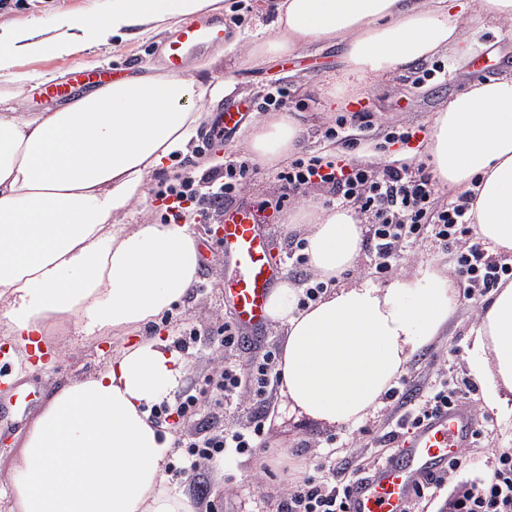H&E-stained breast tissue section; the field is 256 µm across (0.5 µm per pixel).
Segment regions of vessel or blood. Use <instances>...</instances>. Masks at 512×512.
<instances>
[{"label": "vessel or blood", "instance_id": "obj_1", "mask_svg": "<svg viewBox=\"0 0 512 512\" xmlns=\"http://www.w3.org/2000/svg\"><path fill=\"white\" fill-rule=\"evenodd\" d=\"M227 32L220 22H186L162 39L157 55L170 72H182L189 60L224 43ZM105 72L77 70L71 82L48 84L54 97L65 99L76 84L106 83ZM245 118L242 103L213 110L204 138L221 142L236 133ZM220 246L230 272L224 279V304L239 326L261 331L266 323V303L283 270L270 260L271 240L261 230L259 213L246 204L224 210ZM476 430L466 401H458L422 422L401 441V450L388 463L376 466L369 477L355 484L345 501L346 512H405L427 479L445 475L450 460L469 447Z\"/></svg>", "mask_w": 512, "mask_h": 512}]
</instances>
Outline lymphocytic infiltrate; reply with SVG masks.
<instances>
[{
    "mask_svg": "<svg viewBox=\"0 0 512 512\" xmlns=\"http://www.w3.org/2000/svg\"><path fill=\"white\" fill-rule=\"evenodd\" d=\"M257 166L246 154L226 157L223 164L199 171L189 167L175 182L157 185L154 196L163 210L164 223H179L198 214L203 220H220L224 203L241 193ZM279 195L258 205V212L279 211L300 190L316 186L326 190L331 201L351 207L360 223L368 227L364 245L379 259L377 271L393 273L403 248L436 239L442 250L453 255L467 283L465 296L472 304L498 288L503 277H512V265L487 256L480 242L464 246L459 242L473 222L470 204L473 194L438 206L439 183L425 164L400 169L376 164L325 161L314 156L298 158L274 173ZM280 353L267 348L247 369L228 364L206 381L219 394L216 407L250 397L259 411L241 428L219 433L198 429L187 442L190 469L200 465H220L235 456H251L266 448L265 423L271 394L277 385ZM473 381L459 385L440 380L437 386L423 388L401 378L389 389L386 400L393 414L383 439L394 442L404 430L418 426L440 409L476 391ZM362 474L349 471L346 462L319 458L311 472L292 479L281 504V512H344V499L350 486ZM448 512H512V448L499 449L488 476L481 483L457 493L448 501Z\"/></svg>",
    "mask_w": 512,
    "mask_h": 512,
    "instance_id": "lymphocytic-infiltrate-1",
    "label": "lymphocytic infiltrate"
}]
</instances>
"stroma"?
Masks as SVG:
<instances>
[{
    "label": "stroma",
    "instance_id": "obj_1",
    "mask_svg": "<svg viewBox=\"0 0 512 512\" xmlns=\"http://www.w3.org/2000/svg\"><path fill=\"white\" fill-rule=\"evenodd\" d=\"M103 0H23L20 6L0 10V27H15L36 19L54 16L76 17L102 5ZM471 29L476 34L477 45L467 66L455 69L450 66L447 53L420 60L407 69L372 81L360 89H346L341 98L340 109L328 112L324 109L321 89L330 75L342 68V49L338 46L310 47L297 53L299 66L282 68L280 59L263 62L250 61L247 55L231 57L222 47H214L204 54L209 62V76L223 77L232 72L235 88L232 98H251L260 93L269 80H280L288 88L286 105L289 116L299 128V138L290 158L328 156L337 154L349 162L415 165L429 162L427 144L432 122L438 111L445 109L448 101L458 92L476 81L512 75V34L495 33L485 28L481 19H474ZM158 37H133L117 46H101L80 51L68 56L54 58H25L20 62V72L43 74L56 79L65 78L77 68L125 69L155 66V49ZM365 107L366 118L355 120L357 107ZM262 115L250 113L233 137L225 140L222 149L206 154H196L201 138H194V147L165 167L154 173V180L173 177L183 164L196 166L198 170L223 163L226 156L247 149L246 137L252 126ZM344 126L346 133L360 136L357 149H347L340 141L323 136L326 128ZM410 132L409 143H387V133ZM328 198L325 190L307 189L299 199L286 204L280 217L266 224L271 244V257L285 267L289 280L301 278L300 269L291 267L288 252L304 233L292 224L291 216L305 213L308 207H324ZM192 229L203 245L202 261L196 282L182 304L165 312L156 324L157 330L181 338L191 329H198L200 340L183 346L188 360L187 374L182 379L173 397L182 402L189 389H196L199 398V415L208 417L213 410L212 397L202 390L205 378L224 363L247 364L267 347L283 342L280 325L266 323L256 334L249 335L244 347L235 351H224L215 336L223 323L233 321L232 311L224 305V259L216 245L218 227L214 224H193ZM440 262L448 270V276L459 292L455 308L447 323L437 336L420 348L407 362L404 373L417 384L430 386L443 377L451 379L469 378L467 361L469 338L476 330L479 319L462 290L465 286L455 261L441 254L438 242L427 240L420 246L405 251L399 261V274L411 272L418 264ZM59 336L68 344L63 364L46 371L29 373L25 379L26 389L34 394L35 409H42L52 392L72 381L86 378L98 372L110 354L106 338H84L70 334L68 327H61ZM15 398L7 394L0 384V481L21 459V441L31 423L30 418L19 417L14 408ZM469 402L477 415L488 416L493 432L490 437L476 440L469 449L470 463L451 474L438 498L412 501L410 512H445V502L460 487L479 483L488 472V465L496 451L512 448V429L505 427L497 415L488 414L483 403L482 392H474ZM391 408L381 405L363 422L354 427L335 430L334 444H326V429L315 424L289 417L280 406H273L269 413L266 453L252 458L240 457L226 465L214 467L203 465L195 472L185 475L182 486L194 503L196 512H205L210 501L223 502L226 512H280V502L287 487L288 468L299 459H313L326 454L333 458L346 459L353 465L369 469L379 458L391 455L392 446L382 442Z\"/></svg>",
    "mask_w": 512,
    "mask_h": 512
}]
</instances>
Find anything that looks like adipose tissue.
<instances>
[{"mask_svg":"<svg viewBox=\"0 0 512 512\" xmlns=\"http://www.w3.org/2000/svg\"><path fill=\"white\" fill-rule=\"evenodd\" d=\"M222 0H104L75 18L0 30V75L25 84L19 56H64L145 35L221 10ZM512 27V0H278L224 48L283 57L317 44L343 48L336 86L350 88L448 51L465 64L473 15ZM232 75L145 74L112 81L51 112H20L0 90V335L28 369L66 354L53 327L111 334L117 343L93 376L56 389L27 429L22 462L7 477L12 512H194L171 483L174 432L154 406L170 401L187 361L173 340L140 330L181 301L196 280L190 225L130 224L147 185L185 151L202 104L232 89ZM298 128L288 113L263 119L248 148L260 161L288 154ZM442 185L475 191L477 234L512 255V77L477 81L435 116L427 146ZM362 226L346 208L319 211L305 240L317 273L338 277L359 255ZM456 291L422 265L385 285L343 284L304 310L281 281L266 314L285 329L279 393L292 413L329 427L361 423L411 355L445 322ZM469 363L488 381V408L512 416V282L495 289L473 338Z\"/></svg>","mask_w":512,"mask_h":512,"instance_id":"obj_1","label":"adipose tissue"}]
</instances>
